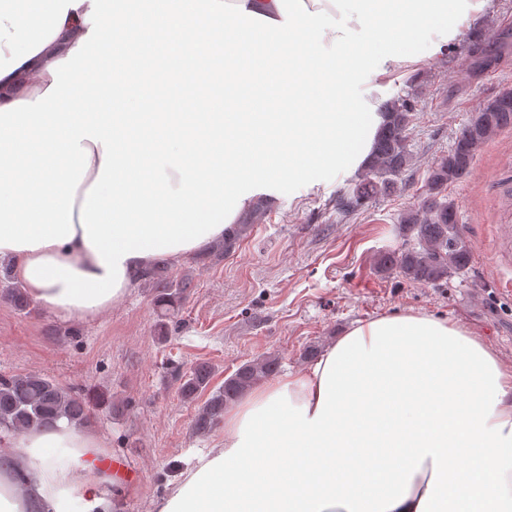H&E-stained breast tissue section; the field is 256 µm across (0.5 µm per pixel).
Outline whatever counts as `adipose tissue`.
I'll return each mask as SVG.
<instances>
[{"instance_id": "obj_1", "label": "adipose tissue", "mask_w": 512, "mask_h": 512, "mask_svg": "<svg viewBox=\"0 0 512 512\" xmlns=\"http://www.w3.org/2000/svg\"><path fill=\"white\" fill-rule=\"evenodd\" d=\"M208 2L0 0V259L59 320L96 318L158 257L223 240L267 180L364 166L383 116L355 86L420 60L425 28L453 40L487 0ZM132 31L179 37L163 83L180 111L161 94L113 111L126 78L107 69L78 93L87 60ZM107 452L63 419L16 433L0 512H110ZM157 512H512V364L426 313L357 322L230 405Z\"/></svg>"}]
</instances>
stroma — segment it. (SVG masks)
<instances>
[{
    "instance_id": "stroma-1",
    "label": "stroma",
    "mask_w": 512,
    "mask_h": 512,
    "mask_svg": "<svg viewBox=\"0 0 512 512\" xmlns=\"http://www.w3.org/2000/svg\"><path fill=\"white\" fill-rule=\"evenodd\" d=\"M476 27L491 44L512 35V0H494L461 25L445 51L428 47L419 61L358 87L415 100L412 162L395 192L344 217L336 198L354 173L329 167L313 182H281L233 251L207 247L165 261L164 276L193 281L166 340L158 338L154 291L145 280L92 320L63 322L38 306L21 312L0 301V373H40L74 393L108 398L90 430L132 472L112 494L116 512H156L157 499L223 438L220 425L195 435L205 399L179 395L181 375L197 363L213 366L215 389L265 355L296 370L307 364L308 345H327L355 322L407 312L455 322L512 362V293L497 285L512 278V254L502 261L494 250L495 225L512 224V128L485 144L469 177L448 188L470 246L467 273L435 287L403 282L376 264L381 252L401 245L398 221L418 206L430 165L481 104L512 90V47L492 67L470 68L463 47Z\"/></svg>"
}]
</instances>
